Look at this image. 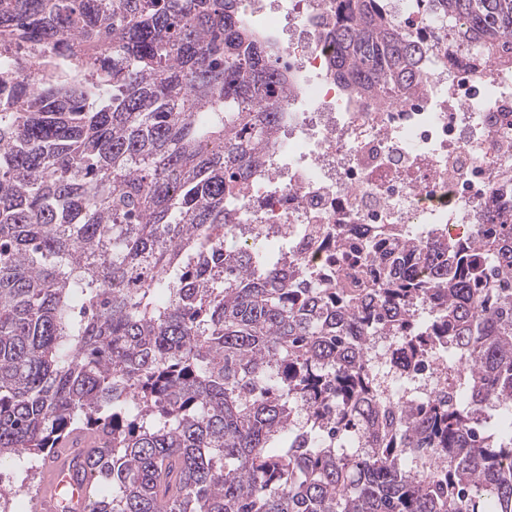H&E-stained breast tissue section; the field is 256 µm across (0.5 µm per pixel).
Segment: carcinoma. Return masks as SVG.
Listing matches in <instances>:
<instances>
[{"label":"carcinoma","instance_id":"cac0c4a2","mask_svg":"<svg viewBox=\"0 0 512 512\" xmlns=\"http://www.w3.org/2000/svg\"><path fill=\"white\" fill-rule=\"evenodd\" d=\"M238 2L0 0V467L85 429L87 512H512V221L370 239L368 288L269 260L236 200L295 89ZM410 5L512 42V0ZM329 35L349 97L427 83L385 0ZM376 334L450 393L388 401Z\"/></svg>","mask_w":512,"mask_h":512}]
</instances>
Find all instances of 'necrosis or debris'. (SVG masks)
<instances>
[{"label": "necrosis or debris", "mask_w": 512, "mask_h": 512, "mask_svg": "<svg viewBox=\"0 0 512 512\" xmlns=\"http://www.w3.org/2000/svg\"><path fill=\"white\" fill-rule=\"evenodd\" d=\"M333 0H292L284 14L307 50L290 59L297 85L259 175L241 199L252 224H276L290 252L315 270L355 259L351 243L398 226L473 235L512 188V63L475 55L438 32L426 88L404 101L342 95L323 32ZM444 359L409 373L419 405L446 382Z\"/></svg>", "instance_id": "necrosis-or-debris-1"}]
</instances>
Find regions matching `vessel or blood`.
Returning <instances> with one entry per match:
<instances>
[{
	"instance_id": "1",
	"label": "vessel or blood",
	"mask_w": 512,
	"mask_h": 512,
	"mask_svg": "<svg viewBox=\"0 0 512 512\" xmlns=\"http://www.w3.org/2000/svg\"><path fill=\"white\" fill-rule=\"evenodd\" d=\"M93 445V440L76 437L46 459L40 485L41 512H58V502L66 493L71 495L76 512H84L91 483L87 473L76 470L75 460Z\"/></svg>"
}]
</instances>
